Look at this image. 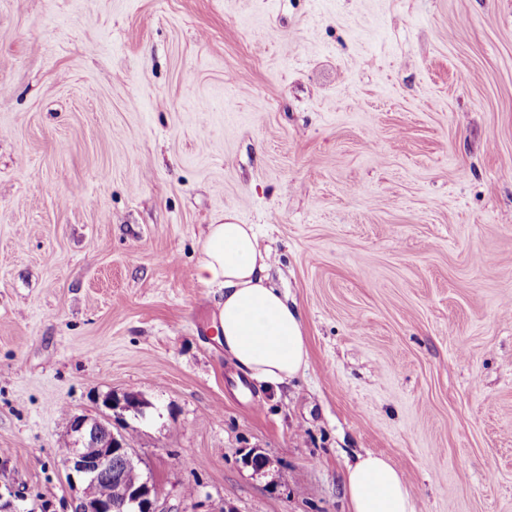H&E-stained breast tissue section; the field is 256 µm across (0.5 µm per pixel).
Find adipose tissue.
<instances>
[{
	"instance_id": "obj_1",
	"label": "adipose tissue",
	"mask_w": 512,
	"mask_h": 512,
	"mask_svg": "<svg viewBox=\"0 0 512 512\" xmlns=\"http://www.w3.org/2000/svg\"><path fill=\"white\" fill-rule=\"evenodd\" d=\"M268 268L253 225L227 221L209 226L196 277L224 292L217 330L225 351L250 379L276 388L305 371L308 350L301 316L269 284ZM344 487L349 512H416L408 482L383 456L358 455Z\"/></svg>"
}]
</instances>
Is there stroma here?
Listing matches in <instances>:
<instances>
[{"label": "stroma", "instance_id": "obj_1", "mask_svg": "<svg viewBox=\"0 0 512 512\" xmlns=\"http://www.w3.org/2000/svg\"><path fill=\"white\" fill-rule=\"evenodd\" d=\"M228 216L303 320L276 390L195 275ZM108 392L171 512H348L366 452L416 512H512V0H0L15 512H73Z\"/></svg>", "mask_w": 512, "mask_h": 512}]
</instances>
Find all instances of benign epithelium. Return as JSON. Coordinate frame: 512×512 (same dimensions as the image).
Masks as SVG:
<instances>
[{
    "instance_id": "1",
    "label": "benign epithelium",
    "mask_w": 512,
    "mask_h": 512,
    "mask_svg": "<svg viewBox=\"0 0 512 512\" xmlns=\"http://www.w3.org/2000/svg\"><path fill=\"white\" fill-rule=\"evenodd\" d=\"M98 415H74L68 426L70 470L82 482L73 512H164L159 491L150 478L135 477L138 463L123 432L124 413H143L146 406L137 395L108 393L98 401ZM114 487L101 494V484Z\"/></svg>"
}]
</instances>
